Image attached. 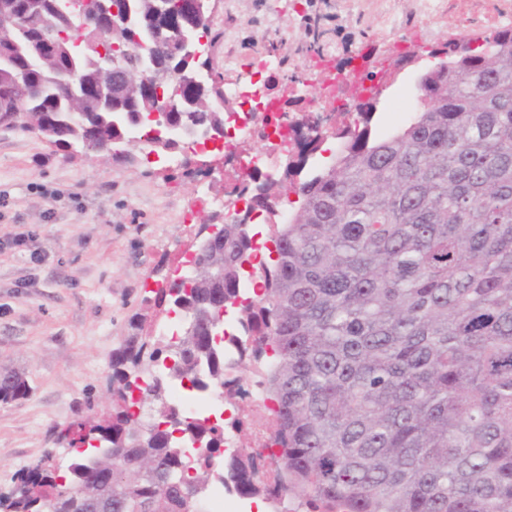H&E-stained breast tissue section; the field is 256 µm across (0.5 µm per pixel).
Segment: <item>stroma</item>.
<instances>
[{
	"label": "stroma",
	"instance_id": "35a3bbf8",
	"mask_svg": "<svg viewBox=\"0 0 512 512\" xmlns=\"http://www.w3.org/2000/svg\"><path fill=\"white\" fill-rule=\"evenodd\" d=\"M512 27V0H217L209 21L211 68L223 83L258 76L294 118H309L318 57L344 71L357 51L391 64ZM410 86L381 87L378 128L410 117ZM232 167L203 177L138 143L120 155H71L38 133L0 127V373L23 372L29 393L0 403V493L45 453L68 462L67 424L112 410V352L143 312L147 283L172 275L197 224L181 220L234 184ZM201 207V206H200Z\"/></svg>",
	"mask_w": 512,
	"mask_h": 512
}]
</instances>
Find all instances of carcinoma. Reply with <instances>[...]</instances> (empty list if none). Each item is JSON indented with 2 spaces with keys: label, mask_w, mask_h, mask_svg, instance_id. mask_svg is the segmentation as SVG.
Instances as JSON below:
<instances>
[{
  "label": "carcinoma",
  "mask_w": 512,
  "mask_h": 512,
  "mask_svg": "<svg viewBox=\"0 0 512 512\" xmlns=\"http://www.w3.org/2000/svg\"><path fill=\"white\" fill-rule=\"evenodd\" d=\"M112 28L78 34L82 49L49 48L47 30L67 32L59 0H0V20L27 16L19 34L0 24V110L31 112L34 129L67 151L93 139L119 140L148 123L156 89L172 99L174 126L216 128L224 113L212 91L177 89L175 30L193 15L169 0H112ZM131 33L141 46L112 53V87L95 89L107 37ZM448 69L427 79L426 99L407 124L378 135L370 103L336 130L331 163L306 169L302 202L288 223L270 220L275 259L254 267L258 298L241 293L254 240L241 218L205 249L198 273L173 281L177 339L153 335L137 313L110 362L112 420L97 426L112 447L72 452L73 470L36 465L26 484L56 488L53 512H202L195 495L214 481L273 512H512V28L474 52L448 45ZM86 93L73 122L58 88ZM251 209L271 212L267 182ZM232 309L248 342L240 360L259 363L272 419L269 455L242 453L214 469L224 427L176 416L171 382L247 394L224 381L216 336L183 321ZM153 378L129 400L139 366ZM15 372L0 375V402L27 396ZM112 487L78 477L86 454Z\"/></svg>",
  "instance_id": "carcinoma-1"
}]
</instances>
